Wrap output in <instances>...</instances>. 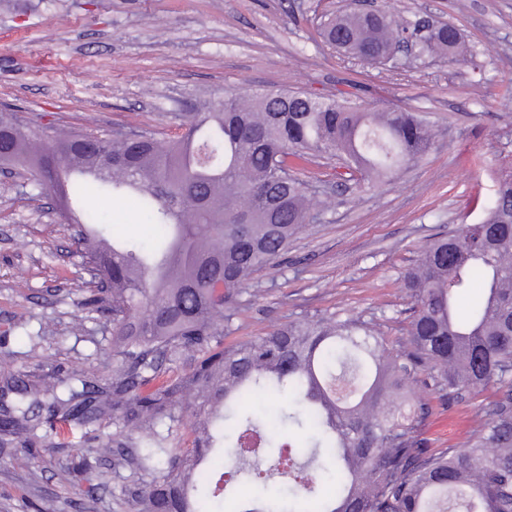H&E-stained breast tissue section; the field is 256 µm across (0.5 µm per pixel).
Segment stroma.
Masks as SVG:
<instances>
[{
    "mask_svg": "<svg viewBox=\"0 0 512 512\" xmlns=\"http://www.w3.org/2000/svg\"><path fill=\"white\" fill-rule=\"evenodd\" d=\"M400 22L457 26L472 59L353 62L318 33L336 0H0V110L35 129L109 132L134 125L164 139L178 114L225 91L333 94L356 105L429 113L435 149L378 187L340 186L317 159L302 177L319 187L317 221L279 265L239 295L231 346L291 320L334 313L405 326L403 276L435 233L476 222L512 170V0H383ZM0 169V378L73 369L107 385L112 334L87 316L80 248L55 201ZM84 318L86 334L70 332ZM37 346L40 361L26 352ZM490 390L435 406L419 427L429 448L458 447ZM71 441L48 450L15 440L0 450V512H132L112 460L92 498L61 483Z\"/></svg>",
    "mask_w": 512,
    "mask_h": 512,
    "instance_id": "stroma-1",
    "label": "stroma"
}]
</instances>
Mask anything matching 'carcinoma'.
<instances>
[{
	"label": "carcinoma",
	"mask_w": 512,
	"mask_h": 512,
	"mask_svg": "<svg viewBox=\"0 0 512 512\" xmlns=\"http://www.w3.org/2000/svg\"><path fill=\"white\" fill-rule=\"evenodd\" d=\"M321 34L372 64L410 36L420 57L471 55L455 25L419 35L385 10L331 14ZM179 120L182 134L163 141L137 127L38 134L0 112V165L23 167L34 187L65 199L74 243L92 266L84 306L112 325L113 363L110 399L79 370L3 382L0 397L15 403L0 406V448L45 438L59 423L109 418L115 434L96 437L61 478L81 486L93 476L91 455L110 453L133 512H204L210 502L232 512H512V173L480 222L433 238L406 271L405 347L371 320L334 314L226 347L242 290L317 218L297 163L336 158L380 184L427 156L440 133L420 112L299 91H229ZM90 194L105 207L75 215L71 203ZM125 197L154 237L109 245L107 206ZM475 283L483 302L460 316L459 298ZM418 380L441 404L496 385L463 447L423 445L418 426L431 403L401 411ZM260 395L288 396V412L251 408ZM223 439L236 474L224 483L209 468ZM327 468L334 492L324 496L318 476ZM285 473L288 497L253 495L250 508L237 507L243 489Z\"/></svg>",
	"instance_id": "obj_1"
}]
</instances>
